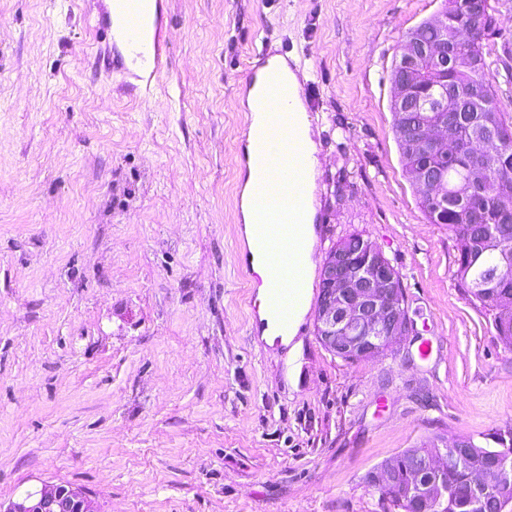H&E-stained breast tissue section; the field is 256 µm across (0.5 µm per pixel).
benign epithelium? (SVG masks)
I'll list each match as a JSON object with an SVG mask.
<instances>
[{
	"label": "benign epithelium",
	"instance_id": "7a95c632",
	"mask_svg": "<svg viewBox=\"0 0 512 512\" xmlns=\"http://www.w3.org/2000/svg\"><path fill=\"white\" fill-rule=\"evenodd\" d=\"M448 56L446 45L409 36L395 65L397 81L392 95L398 104L400 122H405L408 102L416 93V70L420 60ZM434 116L415 126L408 143L411 152L448 156V100L428 108ZM422 192L435 203L448 196L447 181L436 174L420 181ZM364 252L357 257L338 245L321 265L322 292L316 311L317 337L323 347L345 361H374L394 349L413 331L407 318L403 283L398 270L372 241H363ZM0 512H101L97 503L81 488L45 485L4 503Z\"/></svg>",
	"mask_w": 512,
	"mask_h": 512
}]
</instances>
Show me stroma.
<instances>
[{
    "mask_svg": "<svg viewBox=\"0 0 512 512\" xmlns=\"http://www.w3.org/2000/svg\"><path fill=\"white\" fill-rule=\"evenodd\" d=\"M484 42L512 122V0ZM442 0H167L154 97L94 68L88 0H0V500L101 512H383L365 475L438 435L512 426V346L456 278L400 158L391 70ZM298 62L318 144L315 261L359 233L415 333L376 362L257 337L243 263L239 90ZM430 341V358L419 355ZM1 512H101L97 503L81 488L72 485H44L7 504L0 501Z\"/></svg>",
    "mask_w": 512,
    "mask_h": 512,
    "instance_id": "stroma-1",
    "label": "stroma"
}]
</instances>
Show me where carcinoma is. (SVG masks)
<instances>
[{
  "label": "carcinoma",
  "mask_w": 512,
  "mask_h": 512,
  "mask_svg": "<svg viewBox=\"0 0 512 512\" xmlns=\"http://www.w3.org/2000/svg\"><path fill=\"white\" fill-rule=\"evenodd\" d=\"M482 41H473L448 58V83L461 91L457 112L448 113V140L463 142L489 132L480 172L474 176L465 155L448 158V203L442 220L432 218L429 199L420 200L427 218L448 226L457 242L459 286L466 298L489 309L497 337L512 345V262L501 267L502 276L492 286L483 283L490 260L502 253L512 255V123H507L492 83L487 79ZM438 437H429L396 457L394 482L381 471L367 473L365 483L380 492L389 508L398 507V489L421 485L435 478L422 467V457L434 450ZM470 451L438 478L448 493L433 512H500L512 500V485L501 486L491 478L483 486L473 484V474L503 463L512 467V445L499 441V432L483 441L469 436Z\"/></svg>",
  "instance_id": "1"
}]
</instances>
